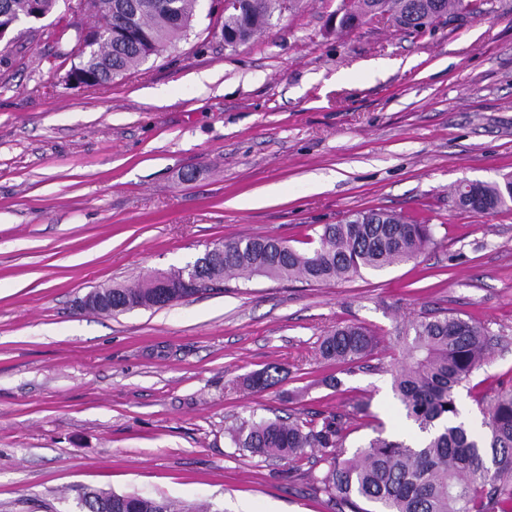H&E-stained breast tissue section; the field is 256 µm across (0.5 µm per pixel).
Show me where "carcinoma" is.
<instances>
[{"label": "carcinoma", "instance_id": "carcinoma-1", "mask_svg": "<svg viewBox=\"0 0 512 512\" xmlns=\"http://www.w3.org/2000/svg\"><path fill=\"white\" fill-rule=\"evenodd\" d=\"M58 0H0V17H47ZM198 0H96L97 23L106 31L95 52L73 56L71 70L98 85L119 82L152 56H160L192 27ZM300 0H239L224 15L221 36L235 47L266 28L275 12ZM468 0H341L338 30L365 19L390 16L401 28H420L466 11ZM463 209L493 213L512 203V175L503 182H463L453 190ZM318 247L302 251L274 237L224 242V259L208 268V281L301 279L323 283L412 261L432 243L434 228L393 211L367 209L342 224H324ZM112 300L128 309L157 306L154 279L109 288ZM393 390L405 415L421 434L417 441L379 433L351 456L344 448L342 416L318 425L297 419L244 422L230 432L235 447L254 456L297 458L308 448L322 451L325 464L313 477L315 489L350 512H512V391L490 403L487 434L476 436L458 421L457 392L486 361L489 329L454 314L419 316L403 332ZM379 344L361 326L341 327L325 336L320 355L352 364ZM82 512H211L210 506L158 501L105 490L76 492Z\"/></svg>", "mask_w": 512, "mask_h": 512}]
</instances>
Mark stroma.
<instances>
[{
	"instance_id": "1",
	"label": "stroma",
	"mask_w": 512,
	"mask_h": 512,
	"mask_svg": "<svg viewBox=\"0 0 512 512\" xmlns=\"http://www.w3.org/2000/svg\"><path fill=\"white\" fill-rule=\"evenodd\" d=\"M340 3L301 0L230 48L199 0L189 38L111 85L65 84V0L0 42V512H76L77 487L338 512L312 487L319 452L263 459L229 431L345 413L348 451L412 437L391 369L426 312L494 335L457 395L484 434L486 405L512 390V208L464 211L452 192L512 173V0L419 32L376 17L342 34L327 24ZM369 208L434 225L433 244L327 284L256 277L160 309H79L215 243L302 248ZM346 325L378 348L323 360V336ZM266 371L273 385L248 388Z\"/></svg>"
}]
</instances>
